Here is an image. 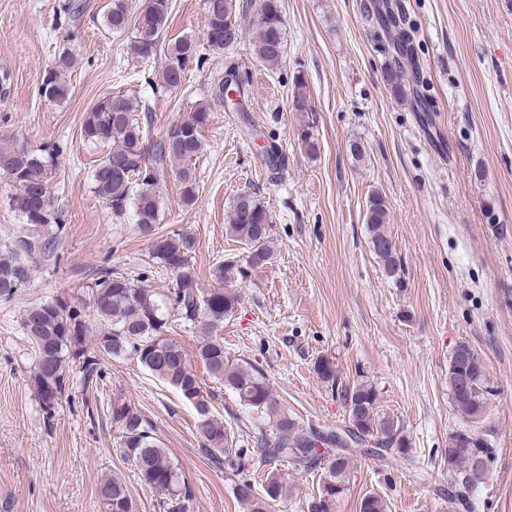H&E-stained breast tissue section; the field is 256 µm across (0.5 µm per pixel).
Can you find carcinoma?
<instances>
[{"label":"carcinoma","mask_w":512,"mask_h":512,"mask_svg":"<svg viewBox=\"0 0 512 512\" xmlns=\"http://www.w3.org/2000/svg\"><path fill=\"white\" fill-rule=\"evenodd\" d=\"M169 0H145L142 9L131 14L128 0H112L103 17V25L114 34H129L128 49L141 60L163 57L158 86L172 91L183 86L190 68L201 64L197 42L182 36L169 43L162 39ZM379 24L391 44L392 61L386 79L393 94L407 97L404 62L412 65V95L417 110H430L429 84L415 57L413 22L398 0H384L376 7ZM237 0H205L206 35L220 42V49L237 46L244 38L238 16ZM255 20L249 30V46L254 57L267 66H277L284 53V22L279 0H259ZM71 53L62 52L42 76L38 92L50 103L69 98L71 87L66 72L74 67ZM234 88L242 92L243 84L232 66L228 67L213 89L215 97ZM305 75L292 78L293 108L309 112ZM140 101L127 94H112L95 103L84 113L81 135L89 145L102 151L93 165L90 180L92 192L105 200L118 218L132 215L140 232L150 239V257L161 269L172 275L167 299L180 319L188 325L204 323L213 329L224 322L239 302L237 284L267 265L273 257L270 224L272 217L263 203L243 193L231 202L227 231L234 240L246 246L242 259L226 258L212 271L218 287H200L193 264L196 239L185 230L158 236L155 225L160 222V172L175 170L180 184V200L193 205L199 195L194 169L204 155L203 130L211 112L195 106L179 117L177 135L165 131L149 141L138 118ZM298 142L310 155L317 153L318 142L310 127L298 132ZM59 149L54 144L38 148L28 146L0 147V178L14 188L9 205L32 227L60 224L58 211L51 200V179ZM366 223L375 256L386 273L399 277L400 261L389 231L388 209L380 195L370 198ZM57 238L27 234L5 246L0 254V302L10 303L31 280L35 258L55 250ZM89 306L103 328L97 336L100 352L113 358H134L152 375L158 377L193 405L198 416V434L202 450L216 465L219 455L228 458V467L238 472L257 473L266 466L285 460L295 470L322 471L323 483L318 499L309 512H328L329 503L343 495L354 448L369 447L379 441V455L408 458L410 442L399 421L379 406L377 388L367 381L341 387L339 395L348 412V425L342 429L348 439L338 440L337 429L304 426L288 413V408L274 395L261 368L248 361L231 360L224 351V341L209 336L198 349V358L212 378L231 390L242 405L269 417L270 431L260 430L254 436V447L229 448L231 436L224 423L213 418L211 405L201 389V382L187 360L180 343L168 335L170 323L165 307L155 293L124 276L101 269L94 279ZM22 329L35 348L34 380L45 412L55 409L70 381L73 364L80 363L82 382L88 386L101 378L99 359L89 355L85 344L87 314L85 309L56 298L27 307L22 315ZM314 372L324 382L336 385V365L329 358L314 363ZM485 367L479 355L467 344L453 350L448 363V389L454 405L470 419L486 414L484 393ZM112 423L121 431L123 456L133 464L139 479L150 488L166 495L163 512H183L185 504L175 492L176 468L152 425L131 405L122 401L112 404ZM489 443L478 432L464 428L453 433L448 442V469L456 475L458 491L467 494L481 480L485 467L474 464V458L488 454ZM265 497L254 494L247 480L236 487L237 499L248 512H268V505L287 495V484L276 471L264 479ZM100 504H109L110 512H134L132 498L124 479L112 475L97 487Z\"/></svg>","instance_id":"1"}]
</instances>
